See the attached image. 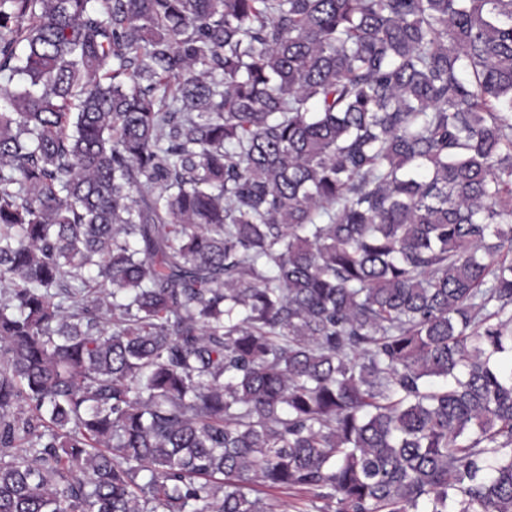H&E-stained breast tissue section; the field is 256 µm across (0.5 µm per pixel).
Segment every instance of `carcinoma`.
Instances as JSON below:
<instances>
[{
  "instance_id": "1",
  "label": "carcinoma",
  "mask_w": 512,
  "mask_h": 512,
  "mask_svg": "<svg viewBox=\"0 0 512 512\" xmlns=\"http://www.w3.org/2000/svg\"><path fill=\"white\" fill-rule=\"evenodd\" d=\"M90 2L0 0V512H512V0ZM259 495L264 499L270 512H297L294 506H300L298 503L301 496L295 492L262 488Z\"/></svg>"
}]
</instances>
